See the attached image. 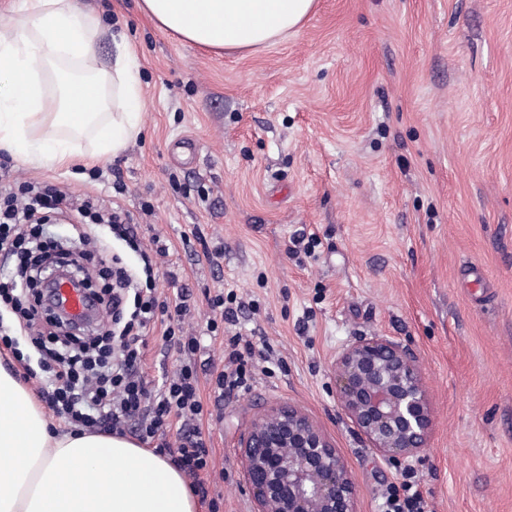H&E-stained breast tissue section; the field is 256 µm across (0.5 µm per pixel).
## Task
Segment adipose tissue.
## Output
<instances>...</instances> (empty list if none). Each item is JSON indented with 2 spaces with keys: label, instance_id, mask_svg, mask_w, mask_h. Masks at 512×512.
<instances>
[{
  "label": "adipose tissue",
  "instance_id": "1",
  "mask_svg": "<svg viewBox=\"0 0 512 512\" xmlns=\"http://www.w3.org/2000/svg\"><path fill=\"white\" fill-rule=\"evenodd\" d=\"M155 26L218 53L285 39L315 0H138ZM106 28L82 0H17L0 19V149L63 165L124 151L139 132L137 57L116 43L98 62ZM0 512H200L164 455L116 433L59 431L43 404L0 364Z\"/></svg>",
  "mask_w": 512,
  "mask_h": 512
}]
</instances>
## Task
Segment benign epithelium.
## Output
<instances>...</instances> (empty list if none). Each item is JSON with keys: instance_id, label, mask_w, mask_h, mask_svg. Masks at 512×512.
Masks as SVG:
<instances>
[{"instance_id": "benign-epithelium-1", "label": "benign epithelium", "mask_w": 512, "mask_h": 512, "mask_svg": "<svg viewBox=\"0 0 512 512\" xmlns=\"http://www.w3.org/2000/svg\"><path fill=\"white\" fill-rule=\"evenodd\" d=\"M341 409L376 455L391 461L427 448L432 417L417 357L387 336L361 338L336 357ZM256 512H356V487L338 450L302 409L283 402L258 415L240 442Z\"/></svg>"}]
</instances>
